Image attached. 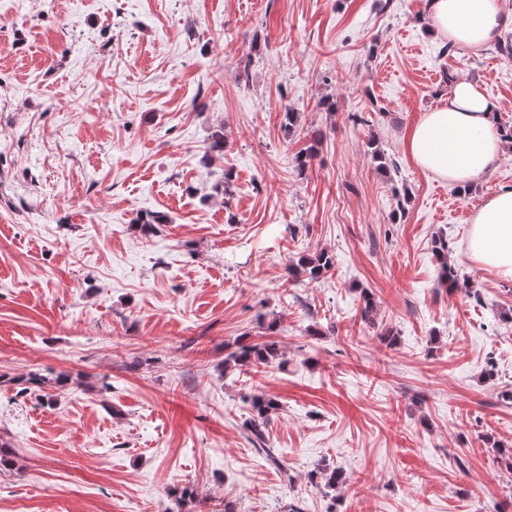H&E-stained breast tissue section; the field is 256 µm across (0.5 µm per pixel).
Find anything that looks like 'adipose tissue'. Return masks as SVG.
Instances as JSON below:
<instances>
[{"label": "adipose tissue", "mask_w": 512, "mask_h": 512, "mask_svg": "<svg viewBox=\"0 0 512 512\" xmlns=\"http://www.w3.org/2000/svg\"><path fill=\"white\" fill-rule=\"evenodd\" d=\"M437 31L453 43L476 47L494 40L512 24L497 0H431ZM498 101L479 86L457 80L441 105L424 114L408 133L406 147L413 161L436 176L462 185L490 172L508 145L493 121ZM471 259L512 279V189L490 196L473 213L469 237Z\"/></svg>", "instance_id": "ef3b65f1"}]
</instances>
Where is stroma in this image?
<instances>
[{
    "label": "stroma",
    "instance_id": "1",
    "mask_svg": "<svg viewBox=\"0 0 512 512\" xmlns=\"http://www.w3.org/2000/svg\"><path fill=\"white\" fill-rule=\"evenodd\" d=\"M445 42L430 0H0V512L512 504V280L467 247L512 151L461 194L404 145L452 77L512 122V58ZM269 335L282 368L224 373ZM335 265V258L328 251L321 250L314 255H301L295 264L288 266L289 277L304 275L317 280ZM244 400L245 403L251 404L252 409V417L248 427L254 436V439L251 440L253 443L261 445L264 442L265 424L277 413L280 403L276 397L265 393L247 395Z\"/></svg>",
    "mask_w": 512,
    "mask_h": 512
}]
</instances>
